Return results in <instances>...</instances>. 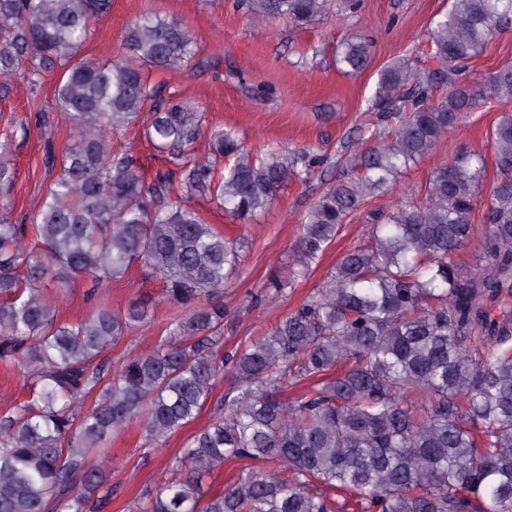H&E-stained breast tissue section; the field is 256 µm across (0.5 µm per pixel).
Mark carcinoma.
I'll return each mask as SVG.
<instances>
[{
  "instance_id": "carcinoma-1",
  "label": "carcinoma",
  "mask_w": 512,
  "mask_h": 512,
  "mask_svg": "<svg viewBox=\"0 0 512 512\" xmlns=\"http://www.w3.org/2000/svg\"><path fill=\"white\" fill-rule=\"evenodd\" d=\"M272 21L305 26L357 15L362 0H243ZM111 0H0V93L21 73L30 93L62 71L55 105L78 136L59 162L40 209L16 224L0 209V361L26 369L28 400L0 417V512H88L110 502L89 451L143 417L157 436L192 422L224 371L228 276L243 243L204 222L190 201L210 196L246 221L322 160L309 150L254 155L237 134L211 128L210 152L192 157L205 114L160 98L147 67L180 70L196 55L177 19L145 15L122 50L80 57ZM512 22V0H451L430 32L433 69L394 65L378 82L374 144L353 174L305 214L288 271L268 287L284 295L348 219L393 178L431 153L472 112L512 101V65L480 79L470 61ZM370 45L351 38L339 62L364 70ZM441 94H436V91ZM166 153L151 180L125 148L134 124ZM498 178L484 191L485 158L463 150L437 168L429 202L404 199L376 218L369 240L349 249L323 285L271 334L232 355L221 413L195 435L150 497L147 512H336L330 490L353 493L362 512H512V315L486 300L512 288V113L490 134ZM16 171L0 159V198ZM483 207L480 264L458 251ZM166 283V300L189 308L168 323L170 340L128 358L79 411L75 401L104 378L92 361L134 326L153 319L149 297L119 312L97 304L77 321L57 318L44 283L90 280L88 300L133 263ZM305 385L294 401L288 388ZM233 461L236 483L206 500L204 474Z\"/></svg>"
}]
</instances>
